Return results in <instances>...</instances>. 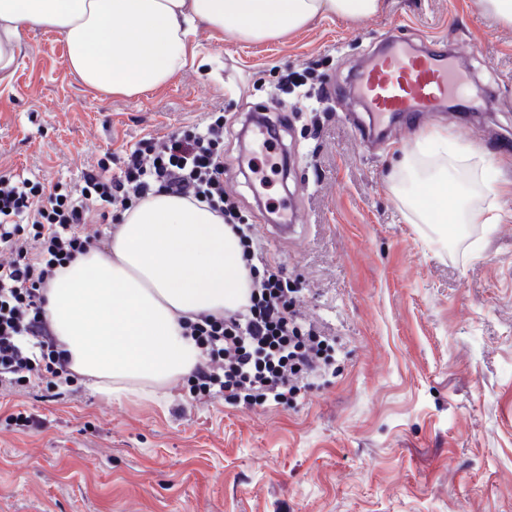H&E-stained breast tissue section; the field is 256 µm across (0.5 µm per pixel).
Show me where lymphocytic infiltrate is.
Wrapping results in <instances>:
<instances>
[{
	"instance_id": "lymphocytic-infiltrate-1",
	"label": "lymphocytic infiltrate",
	"mask_w": 512,
	"mask_h": 512,
	"mask_svg": "<svg viewBox=\"0 0 512 512\" xmlns=\"http://www.w3.org/2000/svg\"><path fill=\"white\" fill-rule=\"evenodd\" d=\"M156 193L207 204L239 234L250 261V303L218 318L198 315L186 331L201 350L189 379L195 398L218 396L246 408L296 393L321 370L331 347L297 316L295 290L280 267L259 254L251 225L224 192V115L205 128L143 139L113 171L111 155L84 171L79 184L45 187L0 173V384L30 377L47 388L70 375L46 318L45 290L59 268L95 246L86 224H109L119 211Z\"/></svg>"
}]
</instances>
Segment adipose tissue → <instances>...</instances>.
Segmentation results:
<instances>
[{
	"label": "adipose tissue",
	"instance_id": "obj_1",
	"mask_svg": "<svg viewBox=\"0 0 512 512\" xmlns=\"http://www.w3.org/2000/svg\"><path fill=\"white\" fill-rule=\"evenodd\" d=\"M380 0H0V82L24 51L22 33L62 36L68 65L90 90L127 98L168 84L197 53L198 25L260 43L319 17L362 19ZM479 146L425 132L404 149L393 191L439 245L452 224L496 223L497 186L463 189L459 164ZM249 270L238 236L207 205L158 194L125 210L104 249L60 269L46 312L72 372L107 399L157 397L194 368L200 350L184 333L198 314L243 308Z\"/></svg>",
	"mask_w": 512,
	"mask_h": 512
}]
</instances>
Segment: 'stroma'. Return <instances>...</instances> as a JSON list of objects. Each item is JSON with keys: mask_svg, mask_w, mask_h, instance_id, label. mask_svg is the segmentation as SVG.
Instances as JSON below:
<instances>
[{"mask_svg": "<svg viewBox=\"0 0 512 512\" xmlns=\"http://www.w3.org/2000/svg\"><path fill=\"white\" fill-rule=\"evenodd\" d=\"M395 36L468 47L463 107L432 125L486 148L502 190L498 223L451 229L444 248L391 189L417 117L370 112L354 84ZM194 40L199 63L126 98L86 90L57 33L25 32L0 84V172L73 183L105 153L223 112L224 189L300 317L334 338L333 365L252 409L192 399L182 378L160 401H110L79 377L53 397L37 379L0 387V512H512V25L479 0H382L272 41ZM305 66L309 94L278 95ZM256 113L286 120L288 165L263 184L239 161ZM357 122L389 136L362 141ZM287 206L300 226L280 241Z\"/></svg>", "mask_w": 512, "mask_h": 512, "instance_id": "stroma-1", "label": "stroma"}]
</instances>
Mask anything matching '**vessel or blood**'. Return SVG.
<instances>
[{
  "mask_svg": "<svg viewBox=\"0 0 512 512\" xmlns=\"http://www.w3.org/2000/svg\"><path fill=\"white\" fill-rule=\"evenodd\" d=\"M468 74L462 49L444 56L398 44L371 62L360 78L359 91L374 112L430 117L461 93Z\"/></svg>",
  "mask_w": 512,
  "mask_h": 512,
  "instance_id": "vessel-or-blood-1",
  "label": "vessel or blood"
}]
</instances>
